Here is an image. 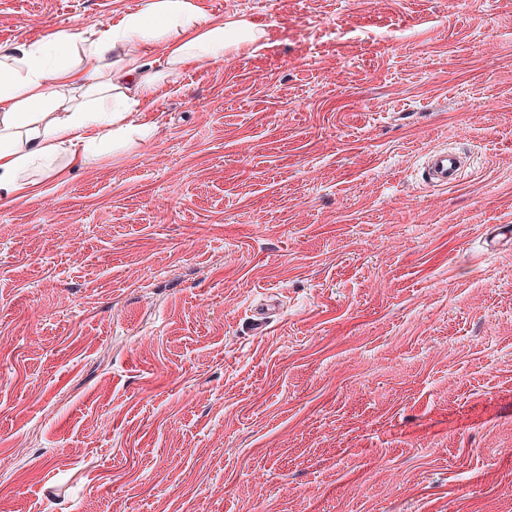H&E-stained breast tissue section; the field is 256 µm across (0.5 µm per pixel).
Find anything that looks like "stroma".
Returning a JSON list of instances; mask_svg holds the SVG:
<instances>
[{
  "label": "stroma",
  "mask_w": 512,
  "mask_h": 512,
  "mask_svg": "<svg viewBox=\"0 0 512 512\" xmlns=\"http://www.w3.org/2000/svg\"><path fill=\"white\" fill-rule=\"evenodd\" d=\"M198 3L261 48L0 206V512H512V0ZM463 169L461 156L453 150L443 148L426 155L424 181L432 188H446L459 181Z\"/></svg>",
  "instance_id": "stroma-1"
}]
</instances>
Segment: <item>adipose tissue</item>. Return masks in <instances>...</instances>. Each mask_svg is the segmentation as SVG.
Here are the masks:
<instances>
[{
  "label": "adipose tissue",
  "instance_id": "obj_1",
  "mask_svg": "<svg viewBox=\"0 0 512 512\" xmlns=\"http://www.w3.org/2000/svg\"><path fill=\"white\" fill-rule=\"evenodd\" d=\"M261 38L246 21L213 20L197 0H147L89 40L58 32L0 46V205L39 194L31 169L49 163L61 176L107 147L151 139L153 126L137 122L135 109L153 104L185 66L223 61ZM149 42L165 46L161 68L133 51Z\"/></svg>",
  "mask_w": 512,
  "mask_h": 512
}]
</instances>
